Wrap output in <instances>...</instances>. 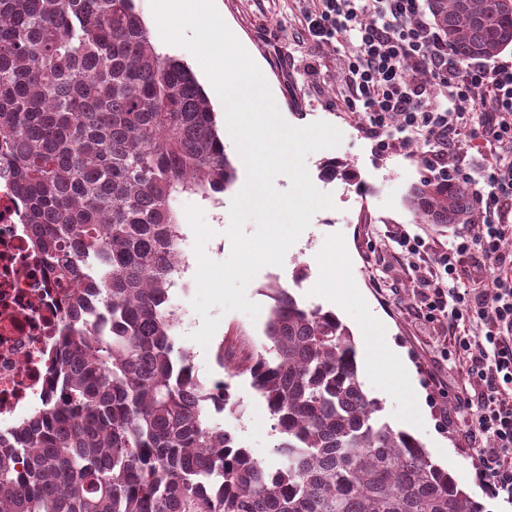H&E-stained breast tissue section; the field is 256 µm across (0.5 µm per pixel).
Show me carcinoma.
<instances>
[{"instance_id": "obj_1", "label": "carcinoma", "mask_w": 512, "mask_h": 512, "mask_svg": "<svg viewBox=\"0 0 512 512\" xmlns=\"http://www.w3.org/2000/svg\"><path fill=\"white\" fill-rule=\"evenodd\" d=\"M461 61L512 47V0H426ZM65 316L41 406L0 431V512H485L424 444L383 421L351 332L270 287L266 342L201 382L171 281L181 194L236 169L192 70L134 0H0V147ZM421 224H478L463 181L424 178ZM249 375L277 436L268 463L215 415Z\"/></svg>"}]
</instances>
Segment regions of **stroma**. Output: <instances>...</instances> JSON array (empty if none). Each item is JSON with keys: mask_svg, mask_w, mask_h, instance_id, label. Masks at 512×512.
Listing matches in <instances>:
<instances>
[{"mask_svg": "<svg viewBox=\"0 0 512 512\" xmlns=\"http://www.w3.org/2000/svg\"><path fill=\"white\" fill-rule=\"evenodd\" d=\"M135 4L154 46L179 58L194 72L214 109L225 151L236 161L239 151L223 120L224 106L202 67L189 51L162 40L150 0H135ZM215 5L261 69L283 120L293 127L324 121L339 129L343 138L337 147L314 151L305 159L312 183L320 192L332 195L334 206L314 214L304 247L288 249L282 266L264 267L249 283L246 296L260 305L259 315L221 314L205 347L191 338L201 326L199 316H192L179 331V340L191 352L199 378L209 383L222 377L216 354L224 338L245 328L252 335L253 346L264 342L263 327L271 304L268 286L281 284L305 305L336 312L353 334L362 368L368 364L373 341L365 337L360 324L373 320L380 324L385 338L393 340L398 360L414 385L413 393L402 394L382 380L364 376L367 393L382 404L381 418L420 439L434 462L482 502L487 512H512V501L493 495L482 481L477 457L461 430L457 398L464 392L478 398L481 386L455 369L449 355L448 322L440 316L427 317L419 289L420 278L437 273V253L460 230L456 224L418 223L405 203L410 187L428 175L423 146L382 156L373 153L371 141L336 108L345 89L336 60L354 52L356 46L312 41L299 24L297 0H215ZM334 160L345 163L347 174L325 175V164ZM236 176L232 189L216 198L183 194L175 202L180 214L189 205L203 211L206 223L215 231L206 253L217 262L227 260L232 251L226 234L229 209L247 180L246 168L238 165ZM404 231L423 242L421 256L415 261L419 271L411 270L414 261L397 244ZM234 394L239 401L236 412L219 414L218 423L232 431L254 456L271 459L275 437L265 404L245 377L235 381Z\"/></svg>", "mask_w": 512, "mask_h": 512, "instance_id": "obj_1", "label": "stroma"}]
</instances>
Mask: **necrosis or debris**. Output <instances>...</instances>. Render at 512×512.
Returning a JSON list of instances; mask_svg holds the SVG:
<instances>
[{
  "label": "necrosis or debris",
  "mask_w": 512,
  "mask_h": 512,
  "mask_svg": "<svg viewBox=\"0 0 512 512\" xmlns=\"http://www.w3.org/2000/svg\"><path fill=\"white\" fill-rule=\"evenodd\" d=\"M31 230L12 175L0 162V429L40 404L46 356L58 344L64 306L52 274L29 246Z\"/></svg>",
  "instance_id": "necrosis-or-debris-1"
}]
</instances>
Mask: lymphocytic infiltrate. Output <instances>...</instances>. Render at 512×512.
<instances>
[{
	"label": "lymphocytic infiltrate",
	"instance_id": "1",
	"mask_svg": "<svg viewBox=\"0 0 512 512\" xmlns=\"http://www.w3.org/2000/svg\"><path fill=\"white\" fill-rule=\"evenodd\" d=\"M300 22L313 40L357 43L337 61L347 92L336 105L376 151L421 142L433 176L464 179L482 208L477 231L455 234L438 255L425 306L447 318L461 372L484 387L469 440L490 491L512 499V251L502 246L512 236V63L460 62L419 0H315ZM467 140L480 166L460 151Z\"/></svg>",
	"mask_w": 512,
	"mask_h": 512
}]
</instances>
